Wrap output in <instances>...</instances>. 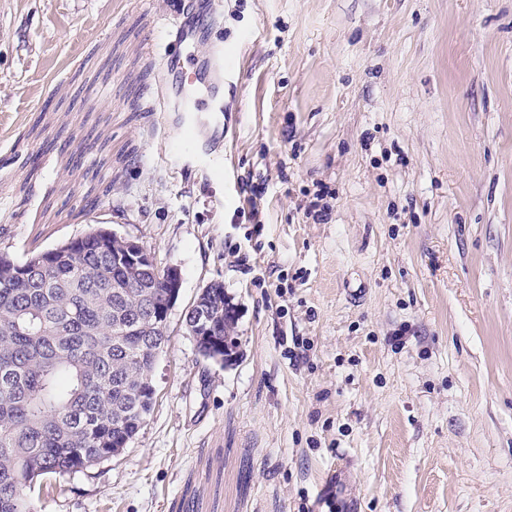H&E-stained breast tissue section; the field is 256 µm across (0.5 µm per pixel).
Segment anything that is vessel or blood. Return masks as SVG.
I'll use <instances>...</instances> for the list:
<instances>
[{"label":"vessel or blood","instance_id":"vessel-or-blood-1","mask_svg":"<svg viewBox=\"0 0 512 512\" xmlns=\"http://www.w3.org/2000/svg\"><path fill=\"white\" fill-rule=\"evenodd\" d=\"M170 25L179 34L176 50L161 59L164 77L156 96L165 112H189L208 120L213 127L224 124V54L210 49L205 55L185 64L183 48L197 45L206 37L204 27L184 15L175 16Z\"/></svg>","mask_w":512,"mask_h":512}]
</instances>
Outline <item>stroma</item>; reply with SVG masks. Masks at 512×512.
I'll list each match as a JSON object with an SVG mask.
<instances>
[{"label":"stroma","instance_id":"1","mask_svg":"<svg viewBox=\"0 0 512 512\" xmlns=\"http://www.w3.org/2000/svg\"><path fill=\"white\" fill-rule=\"evenodd\" d=\"M187 2L0 0V254L182 278L138 434L36 512H512V0H222L220 134L152 98ZM198 298L205 299V301L207 300V302H209V311L211 313V318L213 319L212 329L216 336L205 335L207 334L206 332L209 331H206L204 334L199 332V327L202 326L203 323L207 322L208 312L204 308L197 306L198 303L195 304L197 300L194 305L189 306L185 312L184 317L186 328L190 335L194 337L198 350L203 357L216 364L224 365V357L227 356L224 355V352H228L227 340H230V346L232 348L235 347L236 344L235 337L233 336L235 319L232 316H229L227 312H224V306H226V303L224 302V299L221 300L219 295H217L214 300L210 298V294L207 295V299L204 298V296H198ZM219 302L221 304H219ZM211 338L218 339L221 343H224V341L226 342L227 347L224 343V352L219 348H215L214 345H211L210 347L207 346L211 344Z\"/></svg>","mask_w":512,"mask_h":512}]
</instances>
